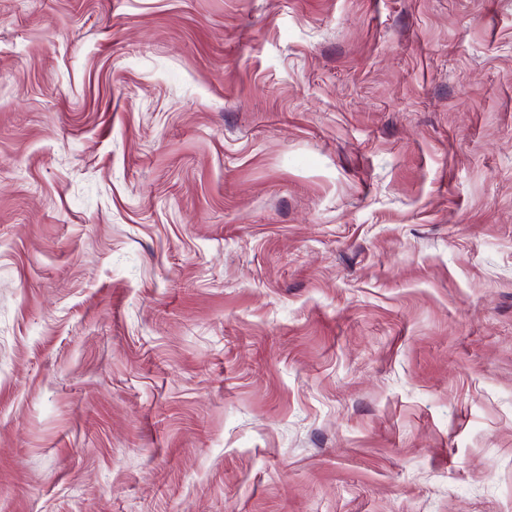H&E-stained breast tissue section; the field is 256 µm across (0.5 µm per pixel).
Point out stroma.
I'll return each mask as SVG.
<instances>
[{
	"label": "stroma",
	"instance_id": "stroma-1",
	"mask_svg": "<svg viewBox=\"0 0 512 512\" xmlns=\"http://www.w3.org/2000/svg\"><path fill=\"white\" fill-rule=\"evenodd\" d=\"M0 512H512V0H0Z\"/></svg>",
	"mask_w": 512,
	"mask_h": 512
}]
</instances>
